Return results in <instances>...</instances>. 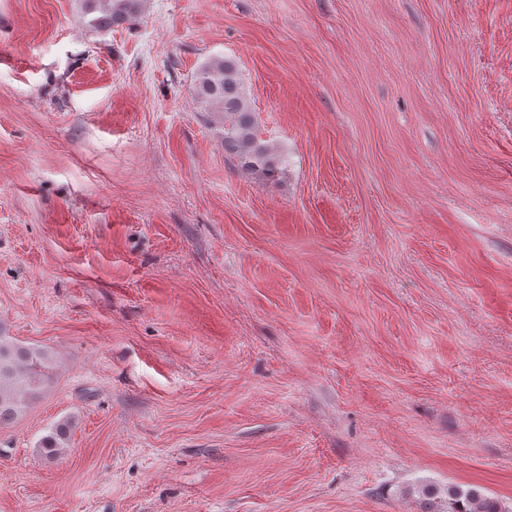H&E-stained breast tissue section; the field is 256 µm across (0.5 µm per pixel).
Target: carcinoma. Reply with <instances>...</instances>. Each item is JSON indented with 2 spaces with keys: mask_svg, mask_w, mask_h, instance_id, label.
Returning a JSON list of instances; mask_svg holds the SVG:
<instances>
[{
  "mask_svg": "<svg viewBox=\"0 0 512 512\" xmlns=\"http://www.w3.org/2000/svg\"><path fill=\"white\" fill-rule=\"evenodd\" d=\"M80 19L89 30L103 33L133 24L145 0H79ZM194 100L211 114L224 132V156L241 170L274 180L283 159L260 137L249 90L236 61L226 56L210 58L192 82ZM55 353L47 347L24 344L0 327V424L22 417L41 399L57 375ZM73 420L66 417L51 425L37 445L45 457L67 445ZM448 508L443 512H501L499 503L476 484H452L445 490Z\"/></svg>",
  "mask_w": 512,
  "mask_h": 512,
  "instance_id": "1",
  "label": "carcinoma"
}]
</instances>
